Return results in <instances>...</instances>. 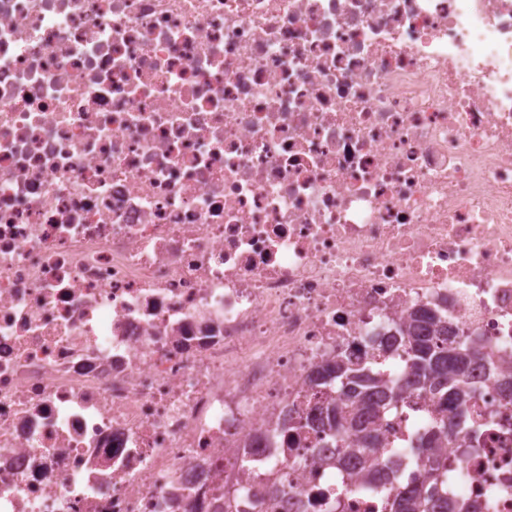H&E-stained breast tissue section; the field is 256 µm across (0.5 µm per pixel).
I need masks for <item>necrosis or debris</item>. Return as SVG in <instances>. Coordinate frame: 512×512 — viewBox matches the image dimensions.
<instances>
[{
    "mask_svg": "<svg viewBox=\"0 0 512 512\" xmlns=\"http://www.w3.org/2000/svg\"><path fill=\"white\" fill-rule=\"evenodd\" d=\"M420 304L512 512V0H0V512H381L277 423Z\"/></svg>",
    "mask_w": 512,
    "mask_h": 512,
    "instance_id": "4bbe7bcc",
    "label": "necrosis or debris"
}]
</instances>
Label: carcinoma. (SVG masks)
<instances>
[{
	"label": "carcinoma",
	"instance_id": "1",
	"mask_svg": "<svg viewBox=\"0 0 512 512\" xmlns=\"http://www.w3.org/2000/svg\"><path fill=\"white\" fill-rule=\"evenodd\" d=\"M397 331L406 336L407 365L401 379L381 374L378 359L363 361L348 350L339 351L336 360L315 373V385L336 389V396L325 398L317 407L319 418L307 420L306 425L317 421L324 432H353L356 445L339 452L355 456L368 473L378 466L383 447L375 426L377 413L408 405L426 392L445 404L448 412L436 414L423 434L393 454L414 465L432 463L436 449L450 440L457 426V410L476 399L477 390L468 382L467 374L485 357L479 339H448V328L440 315L425 307L414 309L397 325ZM367 489L382 499L383 512H478L480 508L476 503L436 502L422 497L420 491L407 495L384 485H369Z\"/></svg>",
	"mask_w": 512,
	"mask_h": 512
}]
</instances>
